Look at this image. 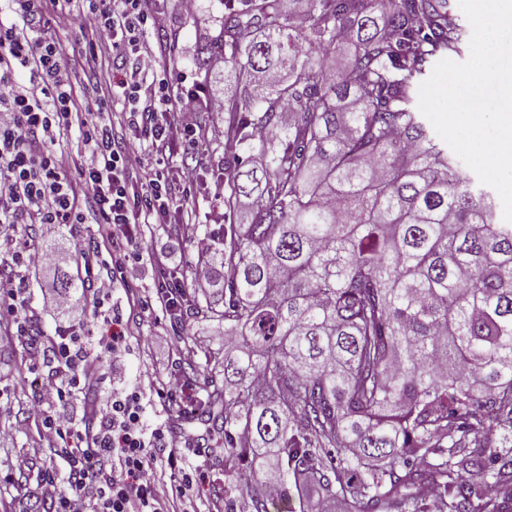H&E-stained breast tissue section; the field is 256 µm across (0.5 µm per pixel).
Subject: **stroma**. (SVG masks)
<instances>
[{
  "mask_svg": "<svg viewBox=\"0 0 512 512\" xmlns=\"http://www.w3.org/2000/svg\"><path fill=\"white\" fill-rule=\"evenodd\" d=\"M164 7L177 38L171 51L166 54L173 70L193 76L209 92L223 93L225 83L232 79L231 73L220 63L206 67L201 64V51L217 32L224 12L222 0H199L198 11L192 16L183 15L176 0H165ZM143 248L170 255L172 262L184 272L189 271L198 260L189 237L176 236L168 231L146 239ZM83 271L80 258L69 251L63 257L59 273L29 275V306L40 314L36 323L38 342L51 339L58 325L55 316L40 312L43 288L47 284L58 283L60 273L77 277ZM221 333L215 321L194 318L188 328L182 329L171 325L166 316L156 312L146 318L143 325L132 327L125 351L119 358L105 360L104 368L115 371V388L143 385L148 378L166 373L168 347L180 345L183 335L189 334L204 342ZM27 350L24 341L0 333V428L10 429L13 434L10 441L0 442V512H18L20 503L25 502L38 480L55 469L53 453L40 445L39 423L27 419L24 414L32 392L15 387L18 377L27 373L24 365ZM144 416L148 424L162 422L170 431L202 437L205 450L200 455H192L184 448L175 451L180 466L197 473L193 506L196 512H229L232 502L239 500L240 494L225 490L223 440L209 436L205 425L196 416L180 415L174 405L164 409L158 401H150ZM20 455L30 456L33 465L29 471L17 476L13 473V463Z\"/></svg>",
  "mask_w": 512,
  "mask_h": 512,
  "instance_id": "stroma-1",
  "label": "stroma"
}]
</instances>
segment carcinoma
<instances>
[{
    "label": "carcinoma",
    "instance_id": "1",
    "mask_svg": "<svg viewBox=\"0 0 512 512\" xmlns=\"http://www.w3.org/2000/svg\"><path fill=\"white\" fill-rule=\"evenodd\" d=\"M464 34L448 0H224L222 286L187 302L240 512L512 508V224L417 105Z\"/></svg>",
    "mask_w": 512,
    "mask_h": 512
}]
</instances>
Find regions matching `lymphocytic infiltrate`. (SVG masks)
<instances>
[{"mask_svg": "<svg viewBox=\"0 0 512 512\" xmlns=\"http://www.w3.org/2000/svg\"><path fill=\"white\" fill-rule=\"evenodd\" d=\"M63 26L74 27L85 46L81 70L62 65ZM166 29L165 11L150 0H0V321L17 336H31L35 326L26 272L58 264L49 243L63 227L98 226L96 236L72 237L88 281L85 312L70 295L46 291L43 311L67 320L46 349L32 348L27 364L34 396L26 413L64 464L63 478L45 474L34 489L51 512H189L192 504L195 474L174 454L182 440L144 418L145 389L173 399L184 389L179 371L113 391L108 411L90 410L80 421L51 412L104 382L98 353L121 352L131 319L159 311L186 325L185 288L213 277L207 257L215 234L194 236L200 261L185 278L166 257L140 250L155 227L198 224L197 201L223 185L220 176L174 160L223 139V127L203 125L200 113L223 111L224 101L174 76L164 60ZM86 88L94 91L87 112L76 99ZM72 139L81 146L74 155ZM149 266L158 286L137 294ZM118 292L128 315L107 309ZM88 316L102 322L100 338ZM47 363L52 372L40 375ZM161 454L168 473L148 476Z\"/></svg>", "mask_w": 512, "mask_h": 512, "instance_id": "lymphocytic-infiltrate-1", "label": "lymphocytic infiltrate"}]
</instances>
